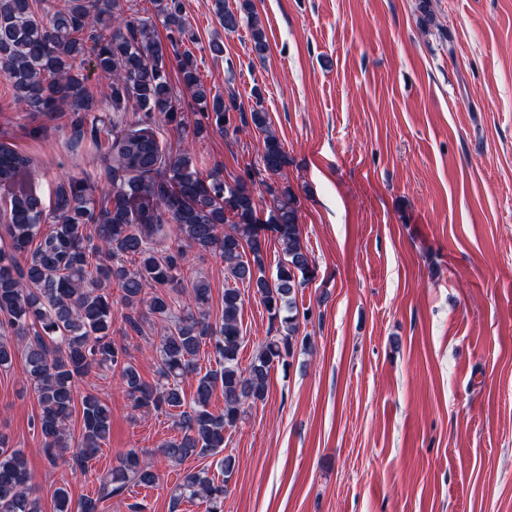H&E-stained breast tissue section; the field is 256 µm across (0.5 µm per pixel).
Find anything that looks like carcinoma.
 Listing matches in <instances>:
<instances>
[{"mask_svg": "<svg viewBox=\"0 0 512 512\" xmlns=\"http://www.w3.org/2000/svg\"><path fill=\"white\" fill-rule=\"evenodd\" d=\"M34 2L0 0V75L25 111L72 115L77 136L90 135L108 160L100 195L86 179L71 177L56 183L46 207L33 185V158L0 141V190L8 200L6 222L0 225L5 242L0 324L22 344L24 374L40 406L35 426L43 451L53 466L83 474L91 468L109 438L112 414L98 395L81 393L78 383L98 370L117 375L134 409L172 419L177 436L159 448L171 465L217 456L245 406L265 400L271 370L292 357L296 346L312 348L309 336H300L297 305L312 265L299 198L288 185L256 180L260 171L270 178L280 174L288 157L269 130L259 90L246 106L201 79L196 56L183 47L192 33L182 0H151L154 13L148 16L136 9L124 14L119 0H61L42 10ZM214 10L225 33L247 28L252 54L266 57L269 43L253 0H237L233 8L214 0ZM159 23L169 31L166 43L157 35ZM86 56L111 77L112 117L106 121L97 115L101 108L79 72L78 62ZM171 62L188 101L170 81ZM187 108L199 114L195 139L212 128L223 131L235 119L264 132L259 167L230 183L217 167L201 172L187 149L165 146L160 126L181 124L177 116ZM128 112L139 116L131 122ZM257 183L269 196L266 204L254 194ZM262 204L268 208L265 224L284 254L271 276L257 227ZM47 222L52 230L43 235L41 225ZM190 250L221 258L228 277L254 289L269 314L275 334L266 336L246 366L240 360L244 297L239 288L224 289L219 325L209 321L210 288L203 280L193 283L192 302L174 310L168 292L181 285ZM114 287L120 293L117 303ZM117 313L125 331L138 336L150 317L164 324L155 346V381L141 378L126 358V347L112 337ZM206 346L216 368L203 374L198 357ZM15 355V345L0 336V369L10 368ZM190 376L196 389L188 400L182 382ZM218 388L224 410L214 413L210 402ZM78 404L82 435L74 446L69 423ZM219 466L220 482L205 468L185 472L174 488L172 508L186 499L205 506L204 512H224L236 458L227 454ZM158 482L155 465L132 448L116 457L99 478L96 497L81 501L78 512H100L101 502ZM0 512H42L25 452L9 447L1 432Z\"/></svg>", "mask_w": 512, "mask_h": 512, "instance_id": "obj_1", "label": "carcinoma"}]
</instances>
